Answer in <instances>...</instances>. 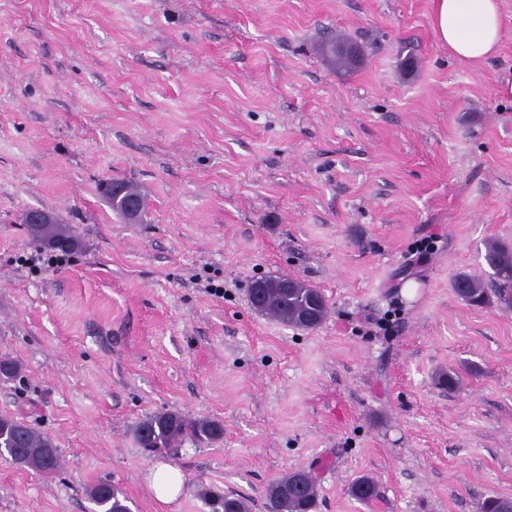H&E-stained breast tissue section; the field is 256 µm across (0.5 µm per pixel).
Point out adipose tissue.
Wrapping results in <instances>:
<instances>
[{
	"label": "adipose tissue",
	"mask_w": 512,
	"mask_h": 512,
	"mask_svg": "<svg viewBox=\"0 0 512 512\" xmlns=\"http://www.w3.org/2000/svg\"><path fill=\"white\" fill-rule=\"evenodd\" d=\"M431 25L439 41L457 57L484 61L501 42L499 0H434Z\"/></svg>",
	"instance_id": "obj_1"
}]
</instances>
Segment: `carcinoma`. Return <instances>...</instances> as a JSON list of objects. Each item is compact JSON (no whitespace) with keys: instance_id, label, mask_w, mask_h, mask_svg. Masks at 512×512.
I'll use <instances>...</instances> for the list:
<instances>
[{"instance_id":"1","label":"carcinoma","mask_w":512,"mask_h":512,"mask_svg":"<svg viewBox=\"0 0 512 512\" xmlns=\"http://www.w3.org/2000/svg\"><path fill=\"white\" fill-rule=\"evenodd\" d=\"M336 39L320 43L324 57L339 69L354 65L352 58L336 54ZM124 194L118 200L109 199L112 210L128 218V204L135 206L136 221L143 220L146 211L145 198L139 189L127 182H117ZM29 235L52 249L71 251L77 247L76 240L63 225L28 224ZM484 261L495 277L499 288L493 293L497 299L508 303L512 289V247L497 240L484 244ZM292 287L282 288L279 293L263 298L256 312L296 328L312 330L324 321L327 315L326 300L313 286L299 279L291 280ZM452 288L462 300L472 305L490 303V293L483 278L460 273ZM133 433L137 444L155 451L174 448L186 438L208 443L219 441L224 436V424L216 419H188L178 411H159L147 414L138 420ZM0 445L16 464L41 474H51L59 468V454L52 438L9 415H0ZM350 494L361 501H369L379 495L378 484L370 477H360L350 486ZM318 487L310 472L294 469L273 479L266 488L267 512H314L318 500ZM200 498L207 512H249L247 500L236 493L204 488ZM90 501L96 505L92 512H129L124 493L110 481H101L89 491ZM479 512H512V500L500 497L484 499Z\"/></svg>"}]
</instances>
